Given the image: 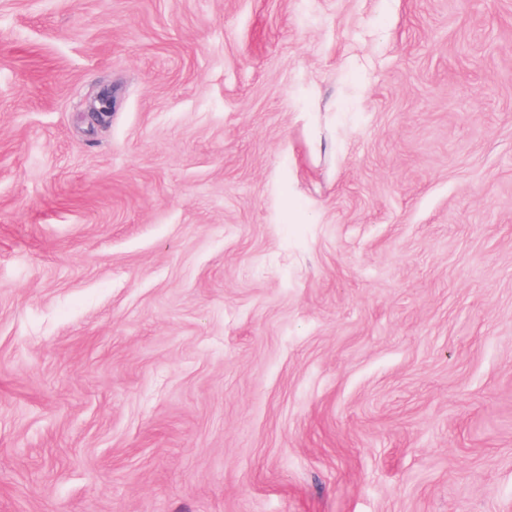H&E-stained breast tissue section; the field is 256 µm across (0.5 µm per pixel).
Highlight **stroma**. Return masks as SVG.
<instances>
[{
    "label": "stroma",
    "instance_id": "obj_1",
    "mask_svg": "<svg viewBox=\"0 0 512 512\" xmlns=\"http://www.w3.org/2000/svg\"><path fill=\"white\" fill-rule=\"evenodd\" d=\"M0 512H512V0H0Z\"/></svg>",
    "mask_w": 512,
    "mask_h": 512
}]
</instances>
